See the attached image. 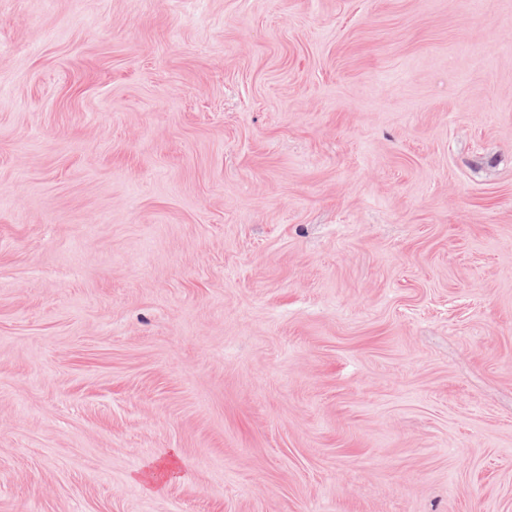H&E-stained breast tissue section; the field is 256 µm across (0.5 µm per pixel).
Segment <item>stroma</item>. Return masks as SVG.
Instances as JSON below:
<instances>
[{
	"instance_id": "35a3bbf8",
	"label": "stroma",
	"mask_w": 512,
	"mask_h": 512,
	"mask_svg": "<svg viewBox=\"0 0 512 512\" xmlns=\"http://www.w3.org/2000/svg\"><path fill=\"white\" fill-rule=\"evenodd\" d=\"M0 512H512V0H0ZM176 469L170 459H159L150 463L139 474V478L148 486L156 487L176 476Z\"/></svg>"
}]
</instances>
